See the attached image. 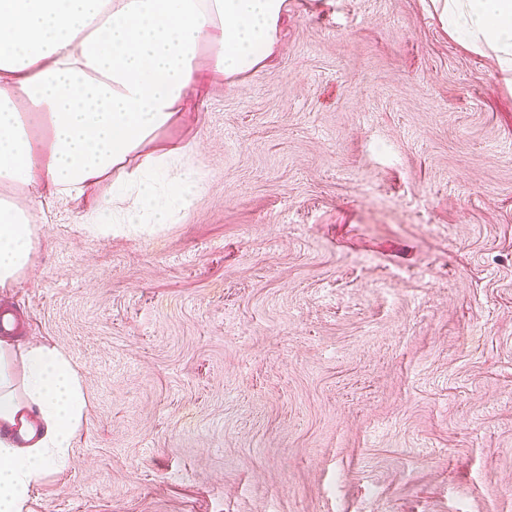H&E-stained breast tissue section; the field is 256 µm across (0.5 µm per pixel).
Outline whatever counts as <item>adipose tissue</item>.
<instances>
[{"mask_svg":"<svg viewBox=\"0 0 512 512\" xmlns=\"http://www.w3.org/2000/svg\"><path fill=\"white\" fill-rule=\"evenodd\" d=\"M286 4L0 0V192L33 191L22 204L0 195V289L32 267L36 226L50 205L81 201L100 181L111 180L112 195L83 214L85 235L183 217L206 190L190 147L141 148L202 90V47L214 72L247 73L271 53ZM430 5L450 36L493 56L512 82V0ZM87 408L79 367L65 352L34 344L17 353L0 340V512H25L31 484L65 465Z\"/></svg>","mask_w":512,"mask_h":512,"instance_id":"obj_1","label":"adipose tissue"}]
</instances>
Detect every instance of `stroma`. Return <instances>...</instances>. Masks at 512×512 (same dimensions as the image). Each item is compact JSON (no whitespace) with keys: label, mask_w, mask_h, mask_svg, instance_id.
<instances>
[{"label":"stroma","mask_w":512,"mask_h":512,"mask_svg":"<svg viewBox=\"0 0 512 512\" xmlns=\"http://www.w3.org/2000/svg\"><path fill=\"white\" fill-rule=\"evenodd\" d=\"M159 140L206 193L156 231L53 208L0 292L80 366L29 512H512V87L425 0H288L270 56Z\"/></svg>","instance_id":"35a3bbf8"}]
</instances>
